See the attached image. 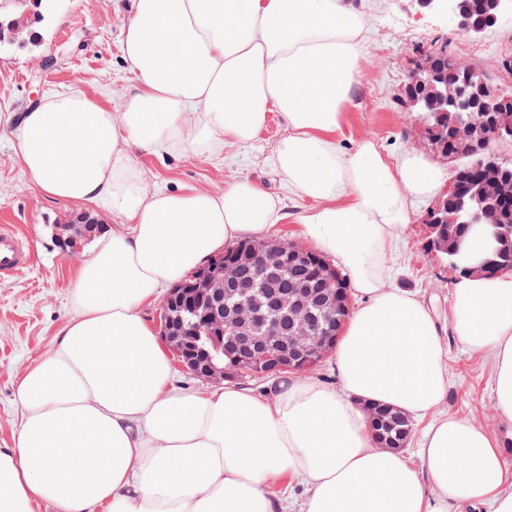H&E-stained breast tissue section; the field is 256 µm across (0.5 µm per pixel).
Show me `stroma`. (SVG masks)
Here are the masks:
<instances>
[{"instance_id":"stroma-1","label":"stroma","mask_w":512,"mask_h":512,"mask_svg":"<svg viewBox=\"0 0 512 512\" xmlns=\"http://www.w3.org/2000/svg\"><path fill=\"white\" fill-rule=\"evenodd\" d=\"M365 33L363 77L336 133L340 150L349 151L365 138L377 141L384 154L398 158L416 148L418 120L392 102L406 79L414 54L445 45L461 63L473 67L498 87L512 91V18L503 17L482 34L456 31L443 16L420 8L416 0H371ZM132 13L131 0H58L54 10L39 12L35 0H0V17L41 16L34 43L0 47V225L15 226L36 256L35 265L0 277V448L12 447L21 417L16 400L17 377L47 352L55 334L73 310V279L77 261L64 255L56 240V224L89 210L105 227L109 212L96 205L57 202L29 184L13 149L7 116H17L46 96L81 92L120 111L134 76L122 55L124 30ZM279 113L267 115L256 139L231 145L206 158L135 151L150 188L222 191L227 182L249 178L284 199L288 216L276 237L304 243L298 217L305 206L276 174L272 146L285 135ZM428 201L416 202L403 239L389 262L397 287L417 294L435 310L440 323L448 321L453 276L446 259L425 249L423 215ZM450 385L443 411L464 415L498 430L492 402L488 359L476 354L451 334H443Z\"/></svg>"}]
</instances>
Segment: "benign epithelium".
<instances>
[{
    "label": "benign epithelium",
    "instance_id": "obj_1",
    "mask_svg": "<svg viewBox=\"0 0 512 512\" xmlns=\"http://www.w3.org/2000/svg\"><path fill=\"white\" fill-rule=\"evenodd\" d=\"M423 7L450 17L454 26L468 34H480L494 26L499 18L512 14V0H492V12L479 23L465 7L464 0H417ZM411 81L431 82L436 75L429 66L428 56L421 54L408 72ZM484 86L474 82V74L464 72L459 83L439 81L434 96L421 101L409 97L407 109L411 112L427 110L439 117L444 108L452 105L470 116L454 126L453 140L457 156L469 155L477 143L485 145L512 140V98L500 97V93L485 91V97L467 94L468 88ZM504 160L495 152L483 154L479 165L484 178L472 194L475 208L469 218L471 224H481L488 213V200L499 197L512 184L504 179ZM460 209H451L444 197H439L424 217L427 227L428 248L439 247V228L442 224L459 223ZM289 251L306 252L314 260V282H299L283 294L277 290L264 293L261 301L252 291L250 278L241 274L239 266L215 256L194 276L196 292L206 299L201 309L191 302L182 304L181 311L188 314V325L195 328L190 336L170 331L172 319L171 299L178 289L172 288L161 301L163 311L162 336L173 350L178 362L203 380L233 377L224 369V362L214 361V354H227L238 363H248L256 369V376L279 374L284 371L303 372L318 366L332 351L336 338V321L320 324V316L329 311L330 294L336 292L339 276L336 269L319 251L285 240L273 242L266 248L267 254L279 257ZM493 263L491 257L473 267L461 259L449 263L452 270L465 273H483ZM238 288L241 300L224 305V288Z\"/></svg>",
    "mask_w": 512,
    "mask_h": 512
}]
</instances>
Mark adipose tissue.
<instances>
[{"instance_id": "1", "label": "adipose tissue", "mask_w": 512, "mask_h": 512, "mask_svg": "<svg viewBox=\"0 0 512 512\" xmlns=\"http://www.w3.org/2000/svg\"><path fill=\"white\" fill-rule=\"evenodd\" d=\"M123 60L136 77L122 111L81 93L24 112L14 150L47 196L120 221L78 264L72 315L18 378L21 419L0 448V512H287L268 485L305 490L302 512H512V467L496 435L444 414L447 354L436 319L392 285L387 254L412 200L447 172L362 140L341 151V109L361 78L368 20L353 0H132ZM287 133L278 174L308 208L301 234L332 256L360 302L335 347L337 386L281 375L267 393L231 383L177 388L140 314L160 290L286 216L246 178L215 194L149 189L142 149L195 157L253 140L268 112ZM451 329L489 355L493 402L512 426V271L456 277ZM426 420L419 463L378 447L364 407Z\"/></svg>"}]
</instances>
